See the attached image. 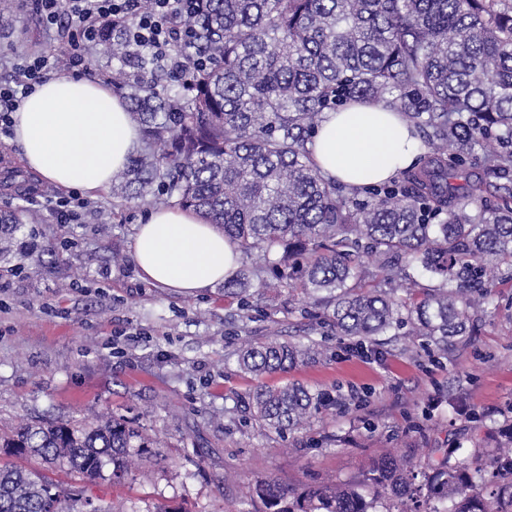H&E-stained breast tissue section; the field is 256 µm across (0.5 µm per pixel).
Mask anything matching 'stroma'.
<instances>
[{"instance_id": "35a3bbf8", "label": "stroma", "mask_w": 512, "mask_h": 512, "mask_svg": "<svg viewBox=\"0 0 512 512\" xmlns=\"http://www.w3.org/2000/svg\"><path fill=\"white\" fill-rule=\"evenodd\" d=\"M0 79L15 51L58 49L34 0H10ZM80 223L14 234L31 245L0 258V424L34 416L134 419L160 438L132 479L90 485L115 512H248L257 482L293 488L363 477L383 451L423 465L429 448L467 455L478 430L512 418V288L496 291L473 336L440 354L423 339H389L364 357L289 288L184 295L144 281L131 242L150 204L122 207L111 189L87 198ZM311 337L325 356L274 376L326 393L306 428L277 434L248 408L244 343Z\"/></svg>"}]
</instances>
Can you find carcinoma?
Segmentation results:
<instances>
[{"label": "carcinoma", "mask_w": 512, "mask_h": 512, "mask_svg": "<svg viewBox=\"0 0 512 512\" xmlns=\"http://www.w3.org/2000/svg\"><path fill=\"white\" fill-rule=\"evenodd\" d=\"M182 26L189 76L148 57L133 79L112 74L144 143L117 177L121 204L173 199L246 260L282 251L291 291L360 347L422 336L446 353L472 335L493 288L512 282V187L489 199L471 185L457 197L448 174L473 165L512 183V0H201ZM97 45L109 62L124 41L108 31ZM354 101L399 113L430 149L425 164L379 184L324 178L311 135L322 113ZM26 222L42 218L0 210V224ZM415 268L437 283L414 279ZM270 287L247 263L224 280L226 293ZM318 355L311 340L243 346L240 370L260 379L255 420L282 433L325 409L322 392L262 381ZM472 444L454 461L436 449L424 472L380 455L359 482L293 489L268 479L254 494L264 512H370L366 486L386 512H512V432ZM157 447L147 429L114 416L0 428V456L33 453L88 485L109 465L121 483ZM0 512L112 510L82 488L0 461Z\"/></svg>", "instance_id": "carcinoma-1"}]
</instances>
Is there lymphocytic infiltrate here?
Listing matches in <instances>:
<instances>
[{
  "mask_svg": "<svg viewBox=\"0 0 512 512\" xmlns=\"http://www.w3.org/2000/svg\"><path fill=\"white\" fill-rule=\"evenodd\" d=\"M48 30L66 27L70 33L68 66H84L83 51L95 43L103 29L121 19L130 20L125 42L134 59L150 57L160 67L188 72L190 59L178 54L188 35L180 27L185 15L196 11L199 0H152L142 9L140 0H38ZM12 75L0 81V133L12 134V114L36 85L57 70L58 60L48 51H23L9 61Z\"/></svg>",
  "mask_w": 512,
  "mask_h": 512,
  "instance_id": "1",
  "label": "lymphocytic infiltrate"
}]
</instances>
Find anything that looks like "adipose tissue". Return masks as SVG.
Returning a JSON list of instances; mask_svg holds the SVG:
<instances>
[{
    "label": "adipose tissue",
    "instance_id": "ef3b65f1",
    "mask_svg": "<svg viewBox=\"0 0 512 512\" xmlns=\"http://www.w3.org/2000/svg\"><path fill=\"white\" fill-rule=\"evenodd\" d=\"M12 118L26 165L59 189L90 196L123 168L138 138L109 86L65 74L37 86ZM310 150L325 177L345 184L388 180L421 152L397 114L372 103L324 113ZM131 253L143 280L184 294L212 287L238 267L220 230L174 207L149 212Z\"/></svg>",
    "mask_w": 512,
    "mask_h": 512
}]
</instances>
